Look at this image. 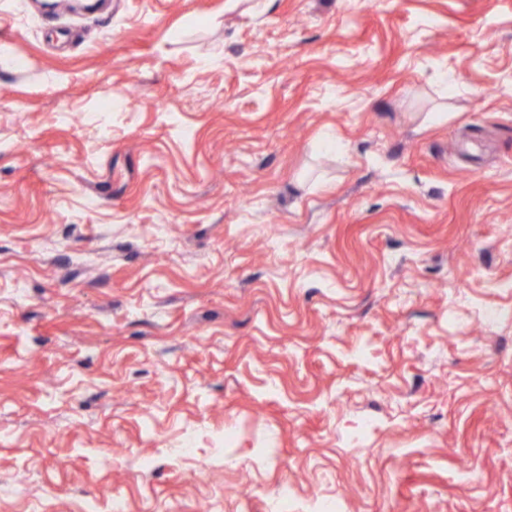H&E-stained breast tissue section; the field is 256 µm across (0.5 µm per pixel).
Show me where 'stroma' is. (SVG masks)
<instances>
[{"mask_svg":"<svg viewBox=\"0 0 512 512\" xmlns=\"http://www.w3.org/2000/svg\"><path fill=\"white\" fill-rule=\"evenodd\" d=\"M0 0V512H512V0Z\"/></svg>","mask_w":512,"mask_h":512,"instance_id":"obj_1","label":"stroma"}]
</instances>
